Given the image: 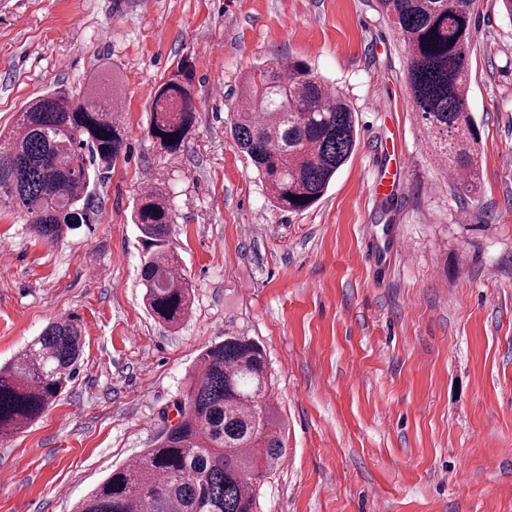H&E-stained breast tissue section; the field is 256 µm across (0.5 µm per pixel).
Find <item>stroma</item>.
I'll return each mask as SVG.
<instances>
[{
    "mask_svg": "<svg viewBox=\"0 0 512 512\" xmlns=\"http://www.w3.org/2000/svg\"><path fill=\"white\" fill-rule=\"evenodd\" d=\"M475 20L480 188L464 198L430 156L375 0H0V131L105 68L126 141L59 242L0 208V364L52 319L85 331L75 379L0 438V512H73L176 423L198 356L231 335L264 346L284 424L257 512H512V19L477 0ZM288 56L357 122L350 160L297 214L271 205L230 131L242 75ZM180 68L196 114L169 152L147 136L149 92ZM147 191L171 204L194 291L175 329L142 303L131 214ZM387 231L405 254L379 269Z\"/></svg>",
    "mask_w": 512,
    "mask_h": 512,
    "instance_id": "35a3bbf8",
    "label": "stroma"
}]
</instances>
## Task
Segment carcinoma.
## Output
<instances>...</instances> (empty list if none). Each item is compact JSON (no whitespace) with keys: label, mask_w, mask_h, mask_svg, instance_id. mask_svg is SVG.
I'll use <instances>...</instances> for the list:
<instances>
[{"label":"carcinoma","mask_w":512,"mask_h":512,"mask_svg":"<svg viewBox=\"0 0 512 512\" xmlns=\"http://www.w3.org/2000/svg\"><path fill=\"white\" fill-rule=\"evenodd\" d=\"M475 4L378 0L403 41L407 89L434 160L466 193L479 179V137L467 109ZM116 98L102 70L75 91L27 102L14 130L0 135V205L20 209L50 243L87 221L79 203L90 167L105 175L121 156L123 121L111 107ZM151 112L148 137L168 151L184 147L196 112L190 86L166 80ZM231 132L273 205L288 213L323 197L357 140L349 101L307 62L289 56L242 76ZM132 220L148 250L140 273L145 307L175 328L192 309L193 288L171 240V205L146 192ZM83 345L80 321L57 319L0 367V437L28 428L55 403L77 374ZM176 407L177 424L134 462L112 470L76 512H255L260 486L282 454V421L263 347L226 336L204 349Z\"/></svg>","instance_id":"obj_1"}]
</instances>
